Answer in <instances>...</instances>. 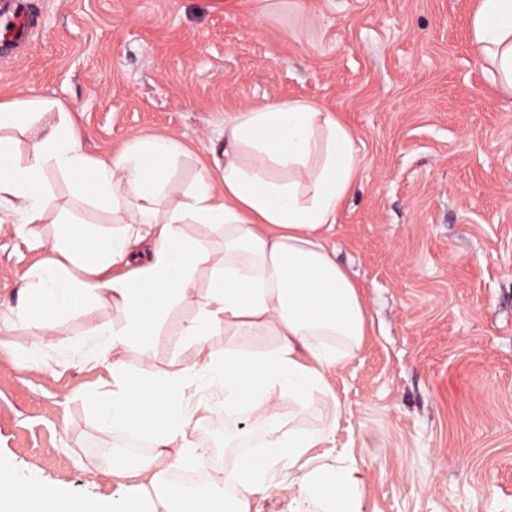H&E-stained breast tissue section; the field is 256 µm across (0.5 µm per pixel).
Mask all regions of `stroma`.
Wrapping results in <instances>:
<instances>
[{
    "label": "stroma",
    "instance_id": "35a3bbf8",
    "mask_svg": "<svg viewBox=\"0 0 512 512\" xmlns=\"http://www.w3.org/2000/svg\"><path fill=\"white\" fill-rule=\"evenodd\" d=\"M36 25L0 51V92L66 107L85 148L117 155L134 139L168 136L185 149L173 172L188 186L213 168L224 115L271 100L337 112L354 134L362 172L339 212L338 261L361 285L374 334L333 369L336 397L294 428H330L303 462L351 465L356 512H512V92L494 84L471 40L479 0H22ZM85 205L55 176L35 229L52 238ZM50 255L0 226V466L55 487L64 499L112 512L142 472L118 481L119 435L102 427L88 393L108 374L87 337L120 319L110 300L54 319L50 345L18 325L14 307ZM175 306L148 351L120 346L135 372L180 370L220 354L234 337L181 342ZM41 349L42 361L22 364ZM200 468L223 474L235 442L215 446L202 389L186 390ZM258 512H324L298 498L287 474Z\"/></svg>",
    "mask_w": 512,
    "mask_h": 512
}]
</instances>
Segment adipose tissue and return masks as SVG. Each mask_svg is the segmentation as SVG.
I'll return each instance as SVG.
<instances>
[{"label": "adipose tissue", "instance_id": "ef3b65f1", "mask_svg": "<svg viewBox=\"0 0 512 512\" xmlns=\"http://www.w3.org/2000/svg\"><path fill=\"white\" fill-rule=\"evenodd\" d=\"M472 35L493 80L512 91V0H481ZM221 134L223 165L184 192L171 179L182 149L166 137H139L105 157L87 152L64 117L41 129L23 162L0 137V224L22 234L40 221L48 175L56 172L69 178L79 199L111 209L117 225L103 232L61 213L51 255L31 273L15 314L46 332L51 318L104 291L121 310L122 323L105 319L88 331L112 379L111 390L88 401L100 424L147 437L155 453L139 461L149 484L129 486L120 512H255L257 498L283 470L299 498L350 512L356 468L335 466L323 476L301 468L300 459L327 432L281 431L279 409L285 400L297 414H321L316 396L327 393L328 373L361 349L372 326L361 288L337 262L332 242L361 169L355 138L333 112L298 99L227 114ZM189 224L220 234L223 256L209 239L188 236ZM202 267L210 270L208 291L178 334L198 344L220 329L237 344L170 375L147 366L133 374L111 360V350L155 335L173 305L193 297ZM256 336L274 337L273 347L254 350ZM196 382L223 396L225 416L248 419L263 439L223 481L190 493L168 473L190 467L197 455L183 398ZM0 512L93 510L0 471Z\"/></svg>", "mask_w": 512, "mask_h": 512}]
</instances>
